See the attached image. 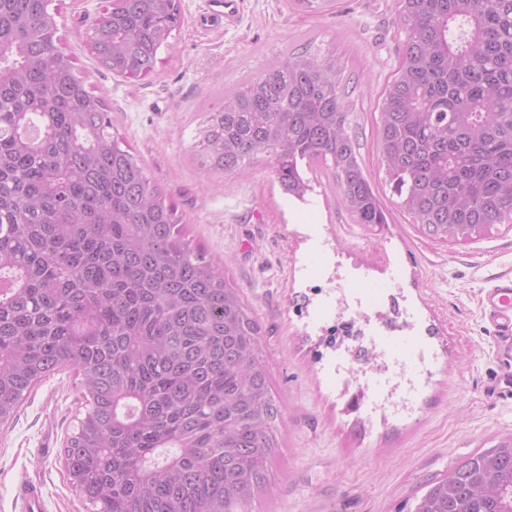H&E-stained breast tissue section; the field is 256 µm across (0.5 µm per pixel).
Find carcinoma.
<instances>
[{"instance_id": "1", "label": "carcinoma", "mask_w": 512, "mask_h": 512, "mask_svg": "<svg viewBox=\"0 0 512 512\" xmlns=\"http://www.w3.org/2000/svg\"><path fill=\"white\" fill-rule=\"evenodd\" d=\"M396 8L401 62L377 129L386 184L435 239L512 224V0ZM180 20L178 0H110L88 46L113 74L145 77ZM56 33L52 0H0V425L72 367L85 412L65 466L94 512H246L278 447L260 327ZM341 70L305 49L242 80L196 129V162L230 175L261 157L299 200L316 164L356 223H388ZM414 512H512V446L460 461Z\"/></svg>"}]
</instances>
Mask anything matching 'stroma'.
I'll use <instances>...</instances> for the list:
<instances>
[{"instance_id": "obj_1", "label": "stroma", "mask_w": 512, "mask_h": 512, "mask_svg": "<svg viewBox=\"0 0 512 512\" xmlns=\"http://www.w3.org/2000/svg\"><path fill=\"white\" fill-rule=\"evenodd\" d=\"M395 0H334L321 13L293 0H242L236 23L200 24L204 0H179L181 24L154 72L112 75L91 53L88 31L106 0H54L57 46L100 94L112 124L141 157L148 177L171 193L190 238L242 289L261 329L257 356L280 409L265 485L247 512H413L429 482L464 458L512 438V371L484 312L490 274L512 264V224L483 238L444 242L421 233L398 209L375 139L387 79L400 64ZM312 47L340 59L341 85L367 173L387 208L386 224L355 223L331 172H306L305 199L279 188L265 160L212 175L190 146L204 112L225 89L285 52ZM391 293V314L407 356L414 335L436 354L415 411L398 417L364 402L357 412L337 386L340 359L365 364L368 342L318 345L337 322L316 319L325 292ZM84 409L79 378L64 369L39 382L0 427V512L13 490L40 484L46 512H92L63 462Z\"/></svg>"}]
</instances>
